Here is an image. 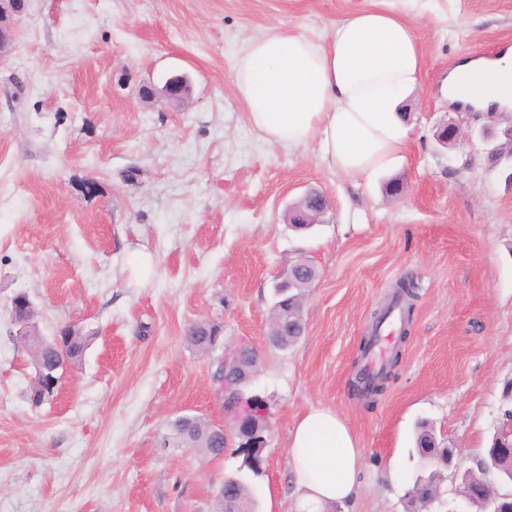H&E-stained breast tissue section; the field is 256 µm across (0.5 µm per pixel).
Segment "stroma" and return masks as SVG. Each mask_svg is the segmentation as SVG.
<instances>
[{
	"mask_svg": "<svg viewBox=\"0 0 512 512\" xmlns=\"http://www.w3.org/2000/svg\"><path fill=\"white\" fill-rule=\"evenodd\" d=\"M365 2L26 0L0 59V512H214L242 461L237 440L211 459L171 430L184 414L224 420L217 362L186 341L200 322L262 361L259 512H306L288 436L313 407L335 412L362 452L340 512H406L420 422L456 447L460 470L483 457L512 379V189L479 139L446 148L436 134L512 127V112L490 119L440 91L458 60L512 46V0H391L423 46V81L402 105L404 161L358 189L316 145L268 144L232 84L260 33L323 42ZM175 74L190 81L187 104L142 100L141 85ZM310 189L331 208L294 231L288 207ZM299 257L318 277L303 336L279 350L272 283ZM405 277L417 285L411 333L369 403L351 387L357 352ZM18 292L42 334L72 324L89 338L50 405L30 403L32 351L8 333Z\"/></svg>",
	"mask_w": 512,
	"mask_h": 512,
	"instance_id": "1",
	"label": "stroma"
}]
</instances>
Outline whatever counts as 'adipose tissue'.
<instances>
[{
	"label": "adipose tissue",
	"instance_id": "obj_1",
	"mask_svg": "<svg viewBox=\"0 0 512 512\" xmlns=\"http://www.w3.org/2000/svg\"><path fill=\"white\" fill-rule=\"evenodd\" d=\"M422 72L412 23L382 0L352 9L322 43L282 28L255 37L237 61L234 86L269 143L317 144L323 164L358 187L403 160L409 128L401 106ZM446 96L477 111L512 110V47L459 60ZM289 457L315 512L355 495L360 451L334 413L307 411L291 433Z\"/></svg>",
	"mask_w": 512,
	"mask_h": 512
}]
</instances>
